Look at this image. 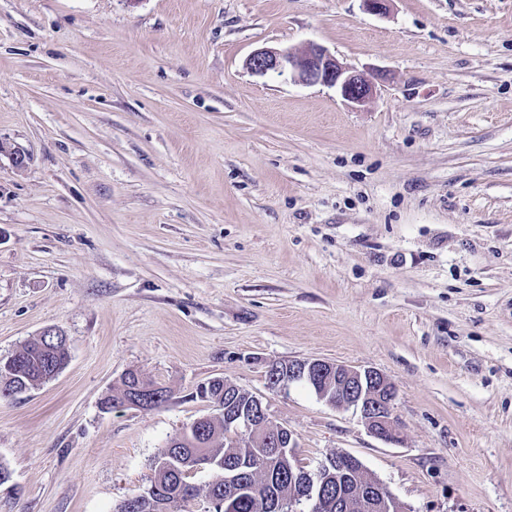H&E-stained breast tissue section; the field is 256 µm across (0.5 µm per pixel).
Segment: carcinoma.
<instances>
[{
    "label": "carcinoma",
    "instance_id": "obj_1",
    "mask_svg": "<svg viewBox=\"0 0 512 512\" xmlns=\"http://www.w3.org/2000/svg\"><path fill=\"white\" fill-rule=\"evenodd\" d=\"M68 362L63 333H42L24 344L9 363H0V397L22 394L53 379ZM137 387L164 392L165 398L150 406L151 411L168 401L167 388L128 371L102 405L109 411L127 406ZM198 398L230 414L254 404L252 394L222 377L210 379ZM200 470L210 473L205 485L208 502L229 498L232 512H289L286 503L291 500L305 505V512H360L355 498L358 484H375L367 474H357L346 455H330L310 474L300 465L296 449L238 434L225 425L224 417L206 416L158 449L149 485L122 500L114 512H185L186 505L200 495V488L188 478Z\"/></svg>",
    "mask_w": 512,
    "mask_h": 512
}]
</instances>
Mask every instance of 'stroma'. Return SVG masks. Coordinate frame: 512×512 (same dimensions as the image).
Wrapping results in <instances>:
<instances>
[{
	"label": "stroma",
	"instance_id": "obj_1",
	"mask_svg": "<svg viewBox=\"0 0 512 512\" xmlns=\"http://www.w3.org/2000/svg\"><path fill=\"white\" fill-rule=\"evenodd\" d=\"M325 48L374 84L259 75ZM0 512H113L224 379L308 471L350 453L404 512H512V0H0ZM381 371L399 439L276 361ZM130 370L160 409L104 411ZM249 67L258 74L292 72L300 80L336 86L351 103H364L372 94V83L361 74L350 72L326 49L312 45L307 50H277L260 48L248 60ZM60 332H43L28 341L6 364L0 363V397L22 394L56 377L68 364L66 341Z\"/></svg>",
	"mask_w": 512,
	"mask_h": 512
}]
</instances>
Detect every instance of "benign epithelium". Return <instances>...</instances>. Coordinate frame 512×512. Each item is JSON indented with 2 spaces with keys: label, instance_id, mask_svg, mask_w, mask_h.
<instances>
[{
  "label": "benign epithelium",
  "instance_id": "obj_1",
  "mask_svg": "<svg viewBox=\"0 0 512 512\" xmlns=\"http://www.w3.org/2000/svg\"><path fill=\"white\" fill-rule=\"evenodd\" d=\"M249 67L258 74L291 72L300 80L336 86L351 103H363L372 94V83L361 74L342 66L326 49L312 45L307 50H277L260 48L249 58ZM307 373L311 376L336 378V400H326L331 406H354L360 409L370 434L386 441L397 440L396 424L391 417L390 404L394 387L388 378L374 368H355L323 359L288 361V375ZM258 411L233 419L234 427L249 433L260 418H269L267 407L256 399Z\"/></svg>",
  "mask_w": 512,
  "mask_h": 512
}]
</instances>
